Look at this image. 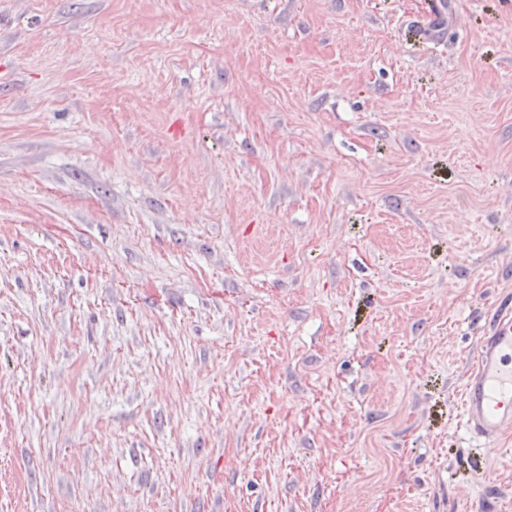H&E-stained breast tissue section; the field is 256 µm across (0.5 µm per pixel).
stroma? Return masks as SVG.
<instances>
[{"label":"stroma","mask_w":512,"mask_h":512,"mask_svg":"<svg viewBox=\"0 0 512 512\" xmlns=\"http://www.w3.org/2000/svg\"><path fill=\"white\" fill-rule=\"evenodd\" d=\"M430 2L0 0V512H512V0ZM480 351L462 389L469 438L495 443L512 425V296L487 308Z\"/></svg>","instance_id":"35a3bbf8"}]
</instances>
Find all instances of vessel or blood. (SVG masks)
Returning a JSON list of instances; mask_svg holds the SVG:
<instances>
[{
  "label": "vessel or blood",
  "mask_w": 512,
  "mask_h": 512,
  "mask_svg": "<svg viewBox=\"0 0 512 512\" xmlns=\"http://www.w3.org/2000/svg\"><path fill=\"white\" fill-rule=\"evenodd\" d=\"M468 437L495 443L512 426V296L487 308L480 351L462 389Z\"/></svg>",
  "instance_id": "b4317fda"
}]
</instances>
